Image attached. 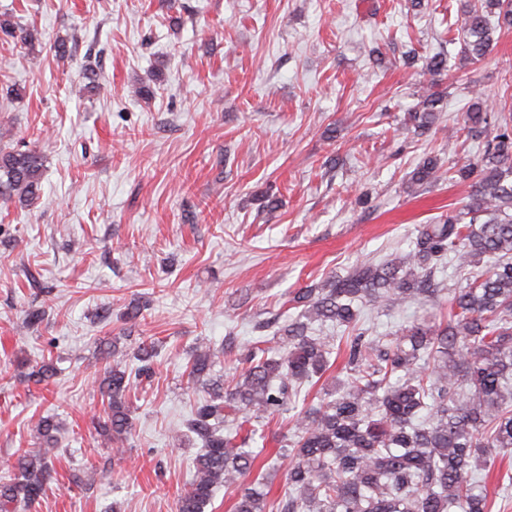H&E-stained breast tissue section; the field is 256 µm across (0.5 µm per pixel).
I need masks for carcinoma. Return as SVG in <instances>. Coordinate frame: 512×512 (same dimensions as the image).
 <instances>
[{"label":"carcinoma","mask_w":512,"mask_h":512,"mask_svg":"<svg viewBox=\"0 0 512 512\" xmlns=\"http://www.w3.org/2000/svg\"><path fill=\"white\" fill-rule=\"evenodd\" d=\"M463 25V56L479 63L493 49L494 27L512 28V0H478L465 10ZM0 33L24 45L38 40L37 30L9 18H0ZM69 42L58 36L53 43L64 63L73 57ZM438 104L437 94H422L406 130L430 131L441 118ZM460 131L480 145L476 160L448 168L469 183L462 208L421 225L410 249L385 262L367 261L299 289V315L235 358L226 391L210 376L234 339L196 347L189 377L206 396L186 427L201 449L177 512H206L222 486L239 489L233 512H491L487 480L497 452L512 451V122L477 95ZM44 167L39 150L1 149L0 201L37 205ZM441 177L438 159L427 156L410 181L423 186ZM447 261L460 276L452 287L436 279ZM399 302L446 304L448 316L425 314L398 336L360 325L364 311ZM315 322H332L348 335H316ZM340 352L346 380L336 394L298 412L280 454L288 461V491L271 502V489L255 472L259 453L246 438L224 433L225 423L232 419L252 432V423L282 413ZM100 354L108 362L98 382L106 405L94 417L95 430L102 445L123 448L132 437L131 391L152 374L154 345L138 344L134 367L113 342L103 343ZM55 374L53 361L44 359L20 377L41 385ZM59 430L55 417L38 419L42 448L17 450L13 476L0 480V512L29 509L45 495Z\"/></svg>","instance_id":"obj_1"}]
</instances>
